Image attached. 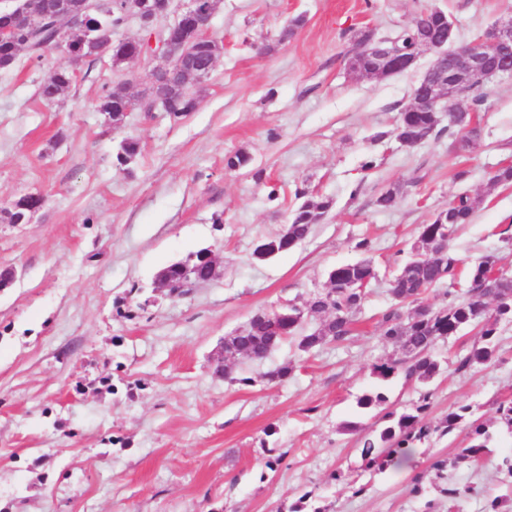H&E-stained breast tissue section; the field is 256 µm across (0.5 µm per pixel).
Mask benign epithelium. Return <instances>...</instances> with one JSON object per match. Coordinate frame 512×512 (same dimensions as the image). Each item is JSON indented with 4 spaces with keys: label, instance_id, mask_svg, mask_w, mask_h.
Wrapping results in <instances>:
<instances>
[{
    "label": "benign epithelium",
    "instance_id": "obj_1",
    "mask_svg": "<svg viewBox=\"0 0 512 512\" xmlns=\"http://www.w3.org/2000/svg\"><path fill=\"white\" fill-rule=\"evenodd\" d=\"M173 0H120L121 12L149 31L141 56L155 62L150 73L146 101L150 109H164L177 90L188 93L198 80L208 76L223 54V41L210 33L215 0H186L180 14L167 21ZM58 29L50 48L77 60L71 37L87 32L86 17L74 13L69 5L58 2L55 7ZM213 41L212 55L205 64L195 57L193 34ZM453 27L449 19L436 37L419 35L421 48L436 52V58L414 89L412 106L443 112L453 102V89L475 80L512 78V18L497 24L475 41L448 50ZM365 56L373 61L376 73L391 76L410 69L418 54H402L389 48L387 40L368 44Z\"/></svg>",
    "mask_w": 512,
    "mask_h": 512
}]
</instances>
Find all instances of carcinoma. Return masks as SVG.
Listing matches in <instances>:
<instances>
[{"mask_svg": "<svg viewBox=\"0 0 512 512\" xmlns=\"http://www.w3.org/2000/svg\"><path fill=\"white\" fill-rule=\"evenodd\" d=\"M110 15H93L89 20V29L103 24L113 26L120 18L116 3H109ZM9 24L14 31V42L30 52L31 57L39 60L47 49L49 31L32 30L20 18L12 15L0 17V22ZM372 36L364 32L353 39L355 47L348 58L349 70L359 76L370 75L369 65L358 51V45ZM71 73L66 69L55 72L52 81L40 87V96L53 100L66 87ZM191 95L177 99L169 107L171 120L180 121L196 110ZM470 113H448V130L454 134H463L466 141L477 138L478 132L470 127ZM440 124V117L427 110H413L409 107L399 113L395 136L403 137L415 144L429 137ZM331 208V201L305 200L295 211L288 224V240L301 242L307 238L311 226L318 223ZM474 202L467 195L458 196L448 207L438 211L431 223L421 227L419 242L414 245L404 264L394 276L389 293L394 300L383 313L380 325L383 336L398 344L402 357L380 361L373 365L376 378L388 381L402 373L408 380H414L425 386L440 372V362L434 357L433 349L440 339L455 336L465 327L478 328L480 339L458 361V369L468 370L491 364L498 357V329L504 316L512 313L508 309L495 306V298L512 297V279L497 278L490 275L485 262L478 261L468 269L466 278L469 287L462 295L439 305H425L422 295L435 285L457 276L458 259L450 251L451 234L461 224L472 219ZM209 250L204 248L192 254L186 261L175 262L164 268L165 281L169 291L177 295L186 293L184 286L209 280L213 267L204 261ZM373 270L372 262L363 259L353 264L338 266L330 271L336 276L338 287L333 292L320 294L312 298L310 309L315 313L328 315L319 329L308 331L297 324V319H289L288 324L278 328L288 329V335L277 336L271 324L255 321L238 335L224 337V354L216 361L215 373L224 374L225 367L241 358L262 360L266 352L274 351L279 345L291 339L298 350L310 352L327 342L340 343L353 331L355 316L360 311L366 293L358 288H349L351 282H361ZM431 392L424 390L420 401L406 411L398 414L386 411L379 418L377 427L364 436L360 457L361 472L350 481L354 494L366 492L367 484L360 482L363 473L384 474L387 471L407 466L411 463L414 451L431 441L435 436L445 437L462 426L468 428L469 445L458 450L451 457L436 459L431 468L441 474L460 464H478L492 458L491 444L494 441L489 427L474 418L470 405H460L450 411L435 424L428 423L424 416L429 408ZM387 402V396L380 391L363 394L357 400V406L363 410L381 409ZM288 512H329L320 500L307 492L292 505Z\"/></svg>", "mask_w": 512, "mask_h": 512, "instance_id": "obj_1", "label": "carcinoma"}]
</instances>
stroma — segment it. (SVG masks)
Wrapping results in <instances>:
<instances>
[{
    "mask_svg": "<svg viewBox=\"0 0 512 512\" xmlns=\"http://www.w3.org/2000/svg\"><path fill=\"white\" fill-rule=\"evenodd\" d=\"M428 7L452 19L457 47L512 17V0H220L211 33L224 52L196 111L177 123L137 110L116 128L96 109L119 87L145 93L147 57L114 69L23 51L0 70V270L15 274L0 288V512H287L307 492L330 512H421L413 475L465 447V431L419 447L410 466L371 477L361 495L329 475L359 465L379 419L358 408L362 394L384 392L398 413L419 396V384L379 381L372 367L400 355L380 320L421 226L467 194L474 214L452 253L465 263L494 255L512 272L503 234L512 185L490 182L512 163V79L483 81L476 145L444 132L409 147L394 129L434 52L387 78L348 69L356 33L395 35ZM68 66L70 87L43 101L41 82ZM127 138L139 153L121 166ZM239 153L248 164L228 169ZM369 158L376 166L363 170ZM391 186L396 205L378 209ZM30 193L41 207L11 223ZM307 197L332 207L301 244L257 258ZM203 248L212 279L183 297L156 286L164 267ZM363 258L377 277L349 340L306 353L288 340L263 361L240 360L231 378L215 373L225 336L259 311L304 303L331 269ZM477 338L466 328L436 343L442 372L428 421L463 404L487 421L512 398V324L494 363L457 371ZM288 361V379L269 382ZM272 453L283 458L274 472L264 466ZM444 480L465 490L457 512H483L496 497L512 512V479L491 462Z\"/></svg>",
    "mask_w": 512,
    "mask_h": 512,
    "instance_id": "obj_1",
    "label": "stroma"
}]
</instances>
